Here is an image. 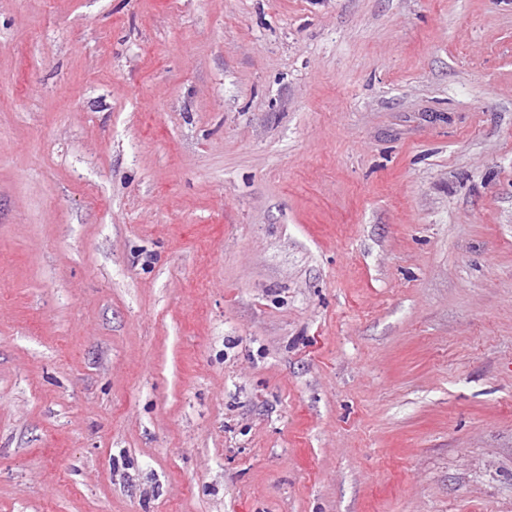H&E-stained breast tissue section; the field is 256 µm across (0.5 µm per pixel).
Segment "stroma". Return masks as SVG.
I'll return each mask as SVG.
<instances>
[{
  "label": "stroma",
  "mask_w": 512,
  "mask_h": 512,
  "mask_svg": "<svg viewBox=\"0 0 512 512\" xmlns=\"http://www.w3.org/2000/svg\"><path fill=\"white\" fill-rule=\"evenodd\" d=\"M0 512H512V0H0Z\"/></svg>",
  "instance_id": "1"
}]
</instances>
